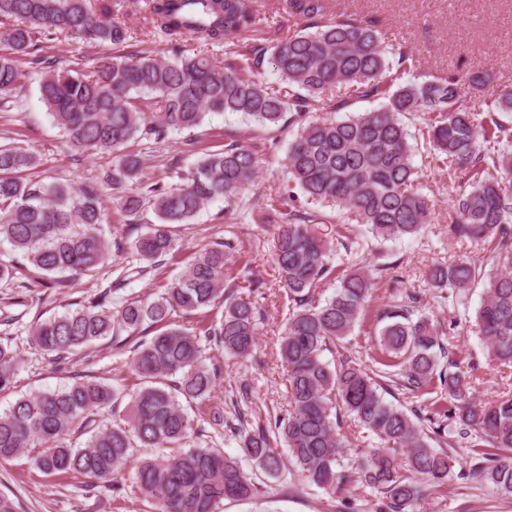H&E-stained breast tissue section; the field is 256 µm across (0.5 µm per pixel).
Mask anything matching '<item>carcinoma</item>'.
I'll return each instance as SVG.
<instances>
[{
  "instance_id": "carcinoma-1",
  "label": "carcinoma",
  "mask_w": 512,
  "mask_h": 512,
  "mask_svg": "<svg viewBox=\"0 0 512 512\" xmlns=\"http://www.w3.org/2000/svg\"><path fill=\"white\" fill-rule=\"evenodd\" d=\"M156 31L176 46L185 37L234 45L254 22L251 0H148ZM288 14L303 29L278 40L272 64L286 91L256 78L266 49L247 45L216 62L203 53L172 58L139 56L131 60L100 57L89 71L55 68L37 56V37L65 35L97 45L125 42L128 29L108 18L107 0H0V105L19 90L25 57L42 66L40 101L68 142L84 151L112 152L116 164L106 180L118 187L141 180L140 155L122 148L140 137L165 140L172 131L199 127L210 114L232 113L267 128L288 112L304 114L312 102L336 85H348L360 99H384L370 112H346L348 100L329 106L334 119L302 125L288 143L291 180L314 204L366 226L381 242L416 237L432 221V205L417 187V145L403 122L426 115V144L435 166L448 175L450 237L494 244L492 269L460 256L433 265L432 288L448 289L454 310L448 330L467 317L468 295L483 286L474 311L477 334L491 356L512 366V136L494 112H512V89L500 94L495 111L482 112L472 98L487 85L490 70L477 67L461 76L407 81L392 87L393 69L413 66V53L401 43L384 45L378 21L351 14L326 20L325 0H286ZM159 106L148 116L147 107ZM38 165L36 155L15 143L0 144V244L23 251L47 274H84L109 253L102 237V202L92 183L43 185L22 173ZM257 157L249 145L233 140L201 156L173 186L153 183L121 197L122 209L154 212L151 224L133 244L139 260L154 263L171 246L169 225L189 224L210 203L231 207L254 186ZM472 174L470 189L455 188ZM276 225L274 262L292 303L279 341L288 375L289 409L274 419L246 412L247 388L230 399L237 423L215 408L210 422L225 428L237 453L189 446L193 420L183 402L205 398L216 374L202 364L201 339L183 328L162 331L137 346L134 371L145 384L132 396L130 415L99 424L104 410L116 412L120 395L107 385L76 381L52 391L19 398L0 413V457L42 448L37 467L48 472L75 471L106 487H116L129 466L140 493L156 512H217L225 500L257 498L262 491L245 472L248 460L276 478L290 459L304 480L328 495L351 486L369 487L382 500L380 512H413L430 486L448 482L455 459L453 437L472 433L487 442L489 453L469 443L481 461L471 474L501 494L512 496V396L479 402L469 376L422 313L423 297L393 289L377 314L380 358L373 369L340 351L365 313L382 269L356 264L346 270L332 296L317 288L336 271L333 245L312 229L322 216L310 209L281 211ZM237 262L234 238L194 257L184 273L151 302L125 301L114 312L91 302L36 325L32 341L57 356L72 353L121 330L166 322L173 313L191 314L222 296L220 323L205 331L224 354L246 359L256 347L263 319L257 302L238 297L228 284ZM335 350L332 360L324 352ZM15 377V355L0 345V391ZM410 394L436 393L425 408H406L385 399L390 388ZM380 439L351 464L343 463L350 443L341 433L344 418ZM77 427L89 438L72 445ZM279 437L285 452L272 446ZM171 448L165 458L134 461L130 448Z\"/></svg>"
}]
</instances>
